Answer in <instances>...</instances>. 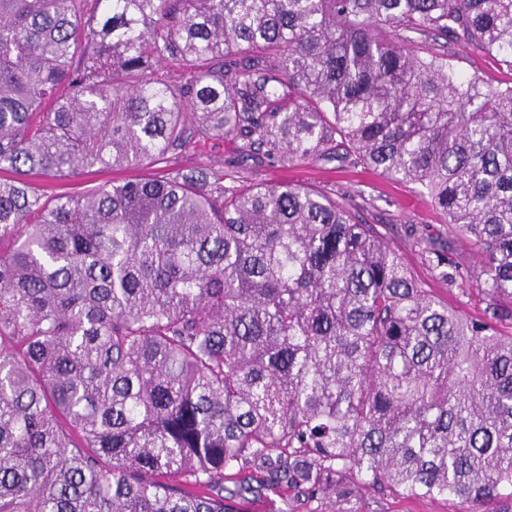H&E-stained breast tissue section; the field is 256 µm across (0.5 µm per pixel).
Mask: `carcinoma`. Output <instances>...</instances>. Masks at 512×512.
Instances as JSON below:
<instances>
[{"mask_svg":"<svg viewBox=\"0 0 512 512\" xmlns=\"http://www.w3.org/2000/svg\"><path fill=\"white\" fill-rule=\"evenodd\" d=\"M94 2L0 0V512H229L242 474L303 512H509L512 79L448 48L512 74V0ZM194 138L417 186L483 315L345 200L169 168ZM95 168L163 174L52 186ZM452 61L463 71L477 74L485 83L497 86L510 76L500 69L496 61L472 46H455ZM462 508L455 500L380 497L366 492L356 504L357 512H457Z\"/></svg>","mask_w":512,"mask_h":512,"instance_id":"obj_1","label":"carcinoma"}]
</instances>
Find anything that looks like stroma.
Returning <instances> with one entry per match:
<instances>
[{"mask_svg":"<svg viewBox=\"0 0 512 512\" xmlns=\"http://www.w3.org/2000/svg\"><path fill=\"white\" fill-rule=\"evenodd\" d=\"M454 63L467 73L477 74L491 86L511 79L496 61L471 46L454 48ZM172 167L190 169L205 166L225 183L299 184L336 198L351 196L363 222L386 224L390 238L405 262L426 287L449 306L469 315H481L484 303L477 292L449 291L424 263L414 243L415 237L439 241L448 236V227L417 187L387 178L378 171L348 160L304 161L282 166L242 159L232 142L221 139L197 140L174 155ZM454 500L411 499L364 494L357 512H458Z\"/></svg>","mask_w":512,"mask_h":512,"instance_id":"obj_1","label":"stroma"}]
</instances>
